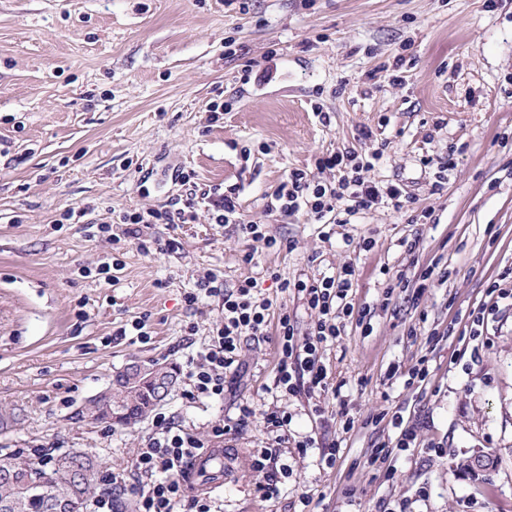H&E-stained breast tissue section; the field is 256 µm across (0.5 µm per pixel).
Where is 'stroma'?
<instances>
[{
	"label": "stroma",
	"instance_id": "1",
	"mask_svg": "<svg viewBox=\"0 0 512 512\" xmlns=\"http://www.w3.org/2000/svg\"><path fill=\"white\" fill-rule=\"evenodd\" d=\"M395 73L403 84H392ZM214 101L232 104L216 122ZM505 135L512 0L492 8L486 0H252L246 14L234 0H0V406L16 415L0 427V451L86 450L105 468L125 467L151 417L110 427L78 410L126 364L159 361L179 371L159 409L199 435L240 405L257 411L223 443L224 484L212 492L222 512H296L302 493L314 512H381L401 501L407 512H512V307L489 320L482 348L461 335L427 339L464 327L490 283L512 289ZM344 148L381 150L370 178L401 184L413 203L379 207L327 234L305 215L268 211L292 170H314L322 153ZM446 155L453 168L435 194L437 168L420 159ZM183 170L207 186H237L244 217L293 249L212 224L202 206L193 223L156 226L179 242L176 253L147 257L130 247L116 285L82 277L111 250L79 225L55 228L59 214L89 206L101 222L113 209L161 207L181 194ZM424 210L433 223H410ZM249 251L251 265L241 261ZM435 261L451 276L419 307L401 292L385 298L391 277L416 280ZM346 263L355 268L353 302L371 308L373 331L347 326L327 348L335 394L277 392L271 333L244 339L242 370L223 398H184L186 360L221 314L216 297L186 310L182 295L200 276L215 272L229 287L256 277L258 297L288 308L304 328L311 318L302 301L281 293L267 270L320 278ZM141 315L148 343L113 340ZM424 355L426 387L387 379L390 364L408 368ZM316 403L324 419L312 415ZM273 406L293 417L282 455L293 477L266 495L252 459L277 445L260 417ZM396 414L415 427L416 446L389 466L373 464L372 449L397 436ZM349 416L356 424L347 431ZM309 434L337 442L335 465L320 463L315 448L298 456L293 443ZM480 450L496 454L494 469L467 467Z\"/></svg>",
	"mask_w": 512,
	"mask_h": 512
}]
</instances>
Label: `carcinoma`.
<instances>
[{
	"mask_svg": "<svg viewBox=\"0 0 512 512\" xmlns=\"http://www.w3.org/2000/svg\"><path fill=\"white\" fill-rule=\"evenodd\" d=\"M112 398L128 405L129 413L119 420L121 424L137 421L159 402L154 390H131L122 383L112 388ZM1 470L10 471L13 482L0 484V502H14L16 512H49L55 491L69 484L72 475L79 479V497L72 512H87L101 476L99 462L85 451L63 453L47 464L36 463L18 452L0 453Z\"/></svg>",
	"mask_w": 512,
	"mask_h": 512,
	"instance_id": "1",
	"label": "carcinoma"
}]
</instances>
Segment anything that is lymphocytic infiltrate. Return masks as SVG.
I'll use <instances>...</instances> for the list:
<instances>
[{"label":"lymphocytic infiltrate","mask_w":512,"mask_h":512,"mask_svg":"<svg viewBox=\"0 0 512 512\" xmlns=\"http://www.w3.org/2000/svg\"><path fill=\"white\" fill-rule=\"evenodd\" d=\"M381 157L378 151L366 155L353 149L320 156L315 171H331L333 180L324 183L315 179V172L294 170L275 191L271 209L283 218L302 212L317 224H337L342 217L355 216L379 204L402 210L411 200L408 192L396 185L375 182L368 176ZM181 184L182 194L165 207L116 211L108 224L82 220L80 213L72 209L61 213L60 218L82 222L87 237L105 239L112 250L132 246L143 255L154 256L175 252L178 244L176 240L154 236L152 226L192 223L198 204L203 203L214 223L235 225L245 238L264 242L270 249L277 247V239L268 235L265 225L242 218L236 189L222 192L215 187H200L191 172L182 174ZM354 275L355 269L350 264L335 275L311 280H290L270 271V279L281 292L297 296L313 313L312 323L304 330L287 308H273L268 299L258 298L254 277H245L231 288L223 287L214 276L198 280L194 288L183 294L187 310H197L203 298L213 296L221 297L222 309L208 344L188 361L187 399L223 398L228 373L240 366L244 337L266 335L271 326L278 336L276 389L292 395L329 391L330 374L324 354L340 336L342 318H354L360 326L371 321L370 308L358 309L352 302ZM257 415L270 430L287 431L292 421L291 415L279 408L259 414L252 406L243 404L237 418L212 425L208 436L202 437L176 426L165 413H156L153 431L130 465L109 473L108 489L96 497L94 512H116L113 495L124 491L134 476L141 479L137 512H214L210 494H195L187 487L190 462L211 443L223 441L239 425Z\"/></svg>","instance_id":"obj_1"}]
</instances>
